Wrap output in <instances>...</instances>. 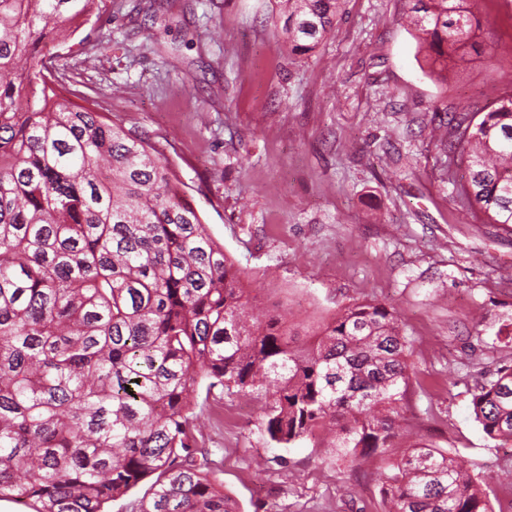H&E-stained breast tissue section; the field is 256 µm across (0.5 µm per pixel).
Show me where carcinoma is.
<instances>
[{
	"label": "carcinoma",
	"mask_w": 512,
	"mask_h": 512,
	"mask_svg": "<svg viewBox=\"0 0 512 512\" xmlns=\"http://www.w3.org/2000/svg\"><path fill=\"white\" fill-rule=\"evenodd\" d=\"M292 53L335 29L342 0H284ZM438 75L466 61L465 0H408ZM101 0H0V501L104 512L148 478L135 512H239L197 462L198 387L261 403L271 441L328 440L351 464L387 456L385 512H492L482 483L430 443L394 449L414 370L390 305L353 303L307 326L258 316L243 272L160 151L75 104L44 39ZM434 137L472 214L512 225V91ZM463 164L459 182L453 166ZM487 438L512 445V366L471 393Z\"/></svg>",
	"instance_id": "carcinoma-1"
}]
</instances>
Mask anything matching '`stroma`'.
<instances>
[{
	"label": "stroma",
	"instance_id": "1",
	"mask_svg": "<svg viewBox=\"0 0 512 512\" xmlns=\"http://www.w3.org/2000/svg\"><path fill=\"white\" fill-rule=\"evenodd\" d=\"M103 0L50 43L74 89L155 143L225 253L299 329L358 302L393 305L414 337L397 448L455 454L494 512L512 448L485 437L471 391L512 365V226L460 210L446 158L419 123L484 112L512 88V6L470 0L466 69L433 74L408 0H345L335 31L292 54L276 0ZM207 467L240 512H382V458L347 465L322 446L272 442L259 403L197 410Z\"/></svg>",
	"mask_w": 512,
	"mask_h": 512
}]
</instances>
